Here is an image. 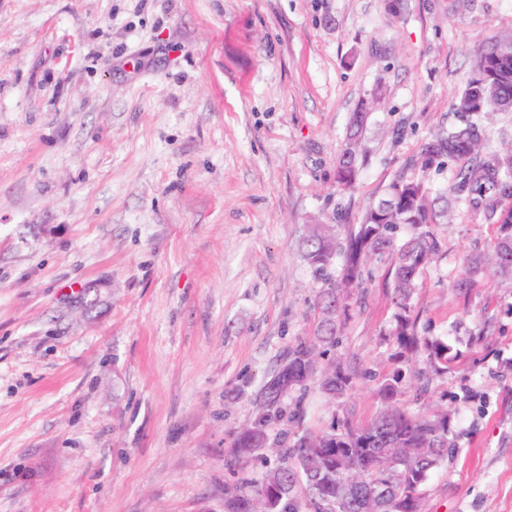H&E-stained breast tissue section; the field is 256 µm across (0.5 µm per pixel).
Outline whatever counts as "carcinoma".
Wrapping results in <instances>:
<instances>
[{
    "label": "carcinoma",
    "instance_id": "carcinoma-1",
    "mask_svg": "<svg viewBox=\"0 0 512 512\" xmlns=\"http://www.w3.org/2000/svg\"><path fill=\"white\" fill-rule=\"evenodd\" d=\"M512 103V33L481 45L470 78L456 102V111L480 114L507 111ZM367 111L353 113L336 167V185L355 187L366 150L362 130ZM482 131L469 122L427 142L422 167L444 158L460 161L455 189L469 195V203L483 212L498 235L489 256L467 259L472 274L486 269L512 278V149L482 154ZM434 200L422 181L398 179L388 196L371 207L344 241L336 225L319 224L305 239V258L325 277L316 299L319 320L314 336L292 348L269 386L273 412L237 433L226 465L235 467L253 452L270 447L276 462L263 473L224 488L225 512H386L389 499L400 501L402 512H420L422 490L431 474L448 457L451 417L446 411L410 412L399 406L405 385L397 372L385 379L377 393L382 407L365 424L347 418L326 431H310L283 443L284 433L273 424L283 417L282 398L305 393L314 382L330 399H341L356 376L341 358L326 357L349 309L347 289L360 288L370 275L371 262L390 261L394 269L393 301L398 309L393 336L400 354L422 356L434 370L448 368L455 359L448 342L417 334L410 317L415 281L438 254L430 230L435 223ZM344 263L338 277L327 276L337 254Z\"/></svg>",
    "mask_w": 512,
    "mask_h": 512
}]
</instances>
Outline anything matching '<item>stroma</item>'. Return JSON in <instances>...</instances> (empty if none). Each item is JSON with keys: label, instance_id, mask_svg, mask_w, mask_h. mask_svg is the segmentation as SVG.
<instances>
[{"label": "stroma", "instance_id": "obj_1", "mask_svg": "<svg viewBox=\"0 0 512 512\" xmlns=\"http://www.w3.org/2000/svg\"><path fill=\"white\" fill-rule=\"evenodd\" d=\"M512 0H0V512H224L228 468L266 386L313 335L311 225L360 223L423 181L440 251L411 316L458 358L399 357L389 263L351 300L330 401L283 399L289 436L378 411L453 415L422 512H512V282L479 277L496 225L455 198L457 163L422 168ZM366 161L336 187L360 104Z\"/></svg>", "mask_w": 512, "mask_h": 512}]
</instances>
